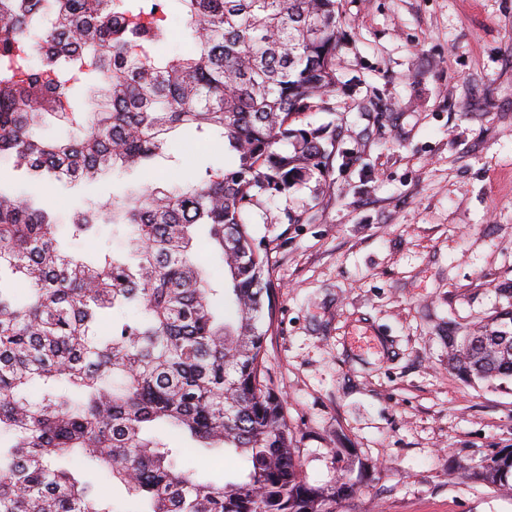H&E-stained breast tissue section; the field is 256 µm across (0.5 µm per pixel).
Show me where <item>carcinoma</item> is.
Listing matches in <instances>:
<instances>
[{
	"label": "carcinoma",
	"instance_id": "obj_1",
	"mask_svg": "<svg viewBox=\"0 0 512 512\" xmlns=\"http://www.w3.org/2000/svg\"><path fill=\"white\" fill-rule=\"evenodd\" d=\"M176 9L193 48L167 56ZM339 43L337 0H0V158L31 180L178 167V129L231 155L75 210L70 238L94 242L84 254L61 249L56 204L0 180V512H117V493L124 512H336L355 496L351 468L325 486L302 477L267 380L268 249L246 220L258 196L329 173L335 130L296 122L336 90ZM47 116L82 136L45 138ZM201 231L220 288L194 259ZM451 354L464 380L512 377L501 325ZM164 426L187 444L162 440ZM228 450L246 468L221 482L183 464ZM474 475L511 492L512 448Z\"/></svg>",
	"mask_w": 512,
	"mask_h": 512
}]
</instances>
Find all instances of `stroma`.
Returning a JSON list of instances; mask_svg holds the SVG:
<instances>
[{
  "label": "stroma",
  "mask_w": 512,
  "mask_h": 512,
  "mask_svg": "<svg viewBox=\"0 0 512 512\" xmlns=\"http://www.w3.org/2000/svg\"><path fill=\"white\" fill-rule=\"evenodd\" d=\"M336 156L311 181L248 212L276 290L272 387L313 485L342 459L362 477L340 512H512V492L476 483L481 457L512 448V381L469 384L448 337L512 306V0H339ZM369 111H359L361 102ZM188 177L224 152L175 135ZM0 179L111 200L167 167L76 188L34 183L11 160ZM299 214L303 223H289Z\"/></svg>",
  "instance_id": "1"
}]
</instances>
